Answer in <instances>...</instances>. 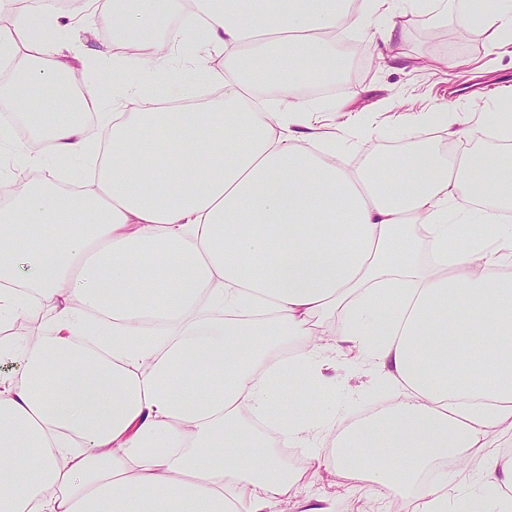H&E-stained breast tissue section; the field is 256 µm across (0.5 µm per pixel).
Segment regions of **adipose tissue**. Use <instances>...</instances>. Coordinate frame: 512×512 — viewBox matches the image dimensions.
I'll use <instances>...</instances> for the list:
<instances>
[{"label": "adipose tissue", "instance_id": "obj_1", "mask_svg": "<svg viewBox=\"0 0 512 512\" xmlns=\"http://www.w3.org/2000/svg\"><path fill=\"white\" fill-rule=\"evenodd\" d=\"M349 2L85 0L168 99L126 88L94 141L80 115L112 76L105 53L0 0V109L30 129L20 142L1 125L0 150L97 168L81 194L0 177V328L50 327L0 338L20 366L0 374V512H275L301 475L266 426L285 448L335 433L333 463L363 496L512 512V166L482 147L512 141V106L411 113L410 135L436 126L457 149L349 168L356 141L322 137L302 92L346 70L338 30L390 41L408 6L471 27L452 0ZM202 80L220 93L197 108ZM267 85L278 104L260 112ZM45 89L58 106L31 111ZM472 223L496 225L498 248ZM33 227L51 233L20 251ZM334 315L328 346L317 328ZM344 351L397 401L343 428L285 402Z\"/></svg>", "mask_w": 512, "mask_h": 512}]
</instances>
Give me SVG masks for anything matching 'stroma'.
Listing matches in <instances>:
<instances>
[{"mask_svg": "<svg viewBox=\"0 0 512 512\" xmlns=\"http://www.w3.org/2000/svg\"><path fill=\"white\" fill-rule=\"evenodd\" d=\"M492 0H468L474 21L468 35H461L453 26L434 27L429 15L409 12L400 20L396 32L383 54H376L366 35L351 37L350 45L364 47L354 75L345 81L320 84V101L342 105V112L320 115L323 137L340 139L350 128L349 114L360 112L373 122L375 134L366 136L347 161L358 168L378 157L404 153L417 148L416 139L403 132L404 115L408 112H432L448 99H456L461 111L482 118L499 110L502 101L496 85L512 84V56L493 48L487 32L479 21L481 11ZM109 21L95 18L86 33L90 47L107 51L117 80L138 82L145 71L124 49L114 46L109 34ZM13 177L25 182L46 179L61 187H73L93 177L89 163L47 161L36 167L11 155L0 156ZM329 382L323 389L322 413H335L336 422L349 424L397 394L381 382L372 365L337 360L329 370ZM298 501L328 497L336 502V512H411L408 501L387 495L367 498L356 493L352 482L343 473L330 468L320 479L301 481Z\"/></svg>", "mask_w": 512, "mask_h": 512, "instance_id": "obj_1", "label": "stroma"}]
</instances>
